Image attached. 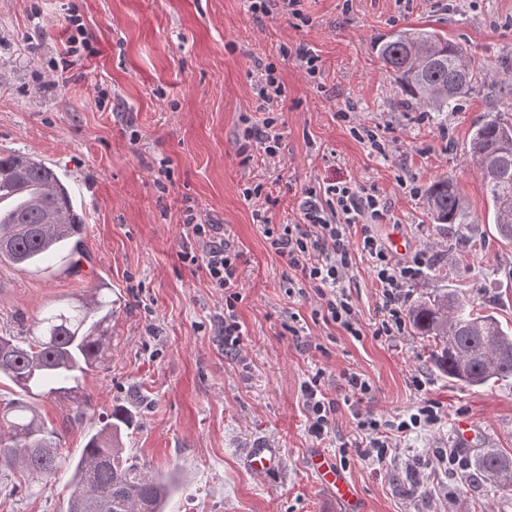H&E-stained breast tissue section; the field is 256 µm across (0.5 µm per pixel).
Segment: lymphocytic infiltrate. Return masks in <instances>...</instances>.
Masks as SVG:
<instances>
[{"label": "lymphocytic infiltrate", "instance_id": "lymphocytic-infiltrate-1", "mask_svg": "<svg viewBox=\"0 0 512 512\" xmlns=\"http://www.w3.org/2000/svg\"><path fill=\"white\" fill-rule=\"evenodd\" d=\"M253 90L257 109L264 117L248 128L245 138L260 144L266 156L273 158L280 152L284 139L277 119L272 115L283 92L273 64L261 65ZM299 211L300 217L293 224L270 223L260 208L252 212L254 223L263 227L268 250L286 259L293 272L288 280L289 294L313 293L316 304L311 311L312 319L336 325L347 335L358 338L368 332L378 340L405 335L410 287L420 277L430 256L420 249L406 257H396L380 238L370 233V225L382 223L386 218L383 199L350 182L334 183L320 193L312 189L306 191ZM184 224L191 229L201 251L184 254L183 259L201 266L211 285L223 291L224 346L237 348L243 335L236 314V305L242 299L239 291L241 253L234 239L221 231L219 225L203 223L191 212L186 213ZM358 254L370 260L374 281L380 291V317L368 329L363 328L343 286L353 258ZM323 377V372H316L300 388L309 435L320 442L329 439L336 426L340 405H348L361 435L364 458L379 463L395 461L401 438L417 428L432 427L442 420L439 404L431 400L423 401L408 416L383 418L362 410V403L372 394V386L361 374L344 373L347 393L340 400L323 392Z\"/></svg>", "mask_w": 512, "mask_h": 512}]
</instances>
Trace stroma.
Masks as SVG:
<instances>
[{
    "label": "stroma",
    "mask_w": 512,
    "mask_h": 512,
    "mask_svg": "<svg viewBox=\"0 0 512 512\" xmlns=\"http://www.w3.org/2000/svg\"><path fill=\"white\" fill-rule=\"evenodd\" d=\"M77 9L95 48L67 78L54 76L69 36L65 14ZM300 17L255 14L250 0H0V154L21 151L89 182L78 196L86 250L78 271L43 273L0 265V332L19 333L47 307L112 288V355L87 374L85 403L43 399L38 406L70 456L84 432L118 406L136 410L125 446L149 471L177 472L167 512H344L330 501L309 460L315 450L346 457L343 469L361 512H512L496 488L471 470H433L417 486L403 458H432L454 439V421L475 427L474 448L512 455V381L471 389L439 373L414 331L392 341L356 339L310 320L309 300L288 298L289 269L267 250L243 189L263 183L271 223L299 217L305 189L350 180L387 202L388 225L414 247L432 246L411 301L453 288L478 295L485 312L512 327V245L492 230L490 205L467 156L474 123L512 110V0H300ZM406 28L427 29L471 48L482 84L447 112H405L398 85L371 44ZM319 58L316 78L302 51ZM274 63L284 93L276 114L284 132L279 159L259 145L242 154L244 118L258 119L253 83L259 63ZM376 131L384 153L357 140L352 127ZM454 176L472 220V249L458 225L433 223L420 189ZM224 225L240 247L244 336L227 353L218 327L224 297L202 270L184 262L201 246L183 225L186 209ZM344 285L362 324L379 302L371 263L356 257ZM308 318V343L289 334L288 310ZM325 369V388L343 396L341 374H365L373 395L364 408L383 417L406 413L421 398L439 403L442 421L401 441L388 466L356 450L348 408L336 431L317 442L307 432L300 385ZM422 377L424 391L412 380ZM276 449L277 479L243 464L247 448ZM69 474L42 491L0 471V512H66Z\"/></svg>",
    "instance_id": "obj_1"
}]
</instances>
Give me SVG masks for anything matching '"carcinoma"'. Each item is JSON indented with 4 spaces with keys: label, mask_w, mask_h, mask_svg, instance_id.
Returning <instances> with one entry per match:
<instances>
[{
    "label": "carcinoma",
    "mask_w": 512,
    "mask_h": 512,
    "mask_svg": "<svg viewBox=\"0 0 512 512\" xmlns=\"http://www.w3.org/2000/svg\"><path fill=\"white\" fill-rule=\"evenodd\" d=\"M378 61L400 87L407 110L445 112L478 83L480 68L461 44L433 31L404 29L374 44ZM468 153L492 204L494 231L512 242V119L497 115L474 124ZM425 201L435 224L467 223V206L448 176L427 186ZM0 265L40 272L60 255L67 269L84 254L86 219L68 183L53 168L24 153L0 157ZM112 317V288L46 309L20 335L0 334V379L16 388L0 403V468L17 470L28 486L61 470L71 472L67 512H165L178 488L171 472L144 470L122 448L133 423L115 411L85 433L77 458L62 456L56 430L41 419L35 399L77 398L79 380L103 362ZM418 335L431 341L440 372L469 388L512 380V328L454 291L435 292L409 309ZM475 476L512 496V457L484 448L473 457Z\"/></svg>",
    "instance_id": "cac0c4a2"
}]
</instances>
